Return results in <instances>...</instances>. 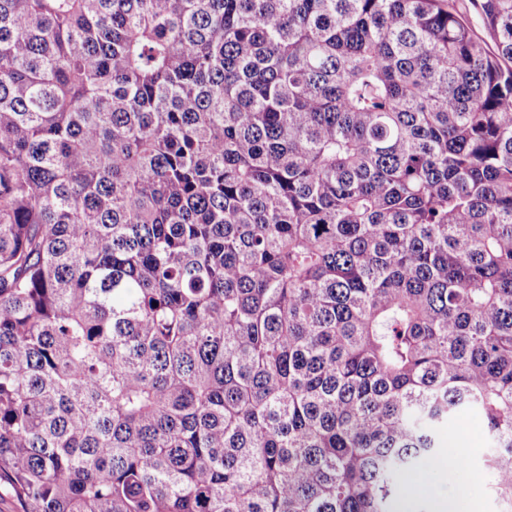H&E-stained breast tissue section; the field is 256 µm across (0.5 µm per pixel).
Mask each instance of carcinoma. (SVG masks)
<instances>
[{"label":"carcinoma","instance_id":"1","mask_svg":"<svg viewBox=\"0 0 512 512\" xmlns=\"http://www.w3.org/2000/svg\"><path fill=\"white\" fill-rule=\"evenodd\" d=\"M0 0V478L22 512H394L481 415L512 512V0ZM456 7L469 20L474 36L491 44L490 37L479 19L473 0H456Z\"/></svg>","mask_w":512,"mask_h":512}]
</instances>
